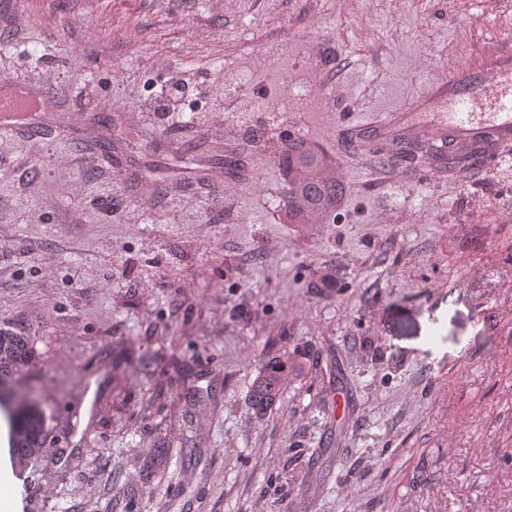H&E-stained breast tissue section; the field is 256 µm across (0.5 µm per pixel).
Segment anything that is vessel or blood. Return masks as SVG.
I'll list each match as a JSON object with an SVG mask.
<instances>
[{
  "instance_id": "b4317fda",
  "label": "vessel or blood",
  "mask_w": 512,
  "mask_h": 512,
  "mask_svg": "<svg viewBox=\"0 0 512 512\" xmlns=\"http://www.w3.org/2000/svg\"><path fill=\"white\" fill-rule=\"evenodd\" d=\"M490 68L467 67L436 77L409 106L382 113L373 121L354 124L356 134L377 141H411L430 134L443 151L457 152L473 148L497 152L512 146V52L494 50ZM13 95L0 98V113L19 115L28 130H43L56 116L60 104L42 92L29 96L32 82L13 78ZM224 178L223 173L198 165L190 172L189 182L210 191Z\"/></svg>"
}]
</instances>
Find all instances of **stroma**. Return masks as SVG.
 <instances>
[{"mask_svg": "<svg viewBox=\"0 0 512 512\" xmlns=\"http://www.w3.org/2000/svg\"><path fill=\"white\" fill-rule=\"evenodd\" d=\"M508 44L512 0H0V81L93 116L0 132V325L48 429L19 512H512V161L422 176L338 135ZM288 121L333 223L286 220ZM220 130L244 172L201 194ZM189 174L190 178L187 180L188 184L197 186L205 192H209L224 178L223 172H212L204 164L198 165V167L192 169ZM302 365L297 360L273 357L262 366L254 379L248 404L256 417H264L270 413L281 396L282 383L288 371L300 372Z\"/></svg>", "mask_w": 512, "mask_h": 512, "instance_id": "1", "label": "stroma"}]
</instances>
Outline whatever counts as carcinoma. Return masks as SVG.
I'll use <instances>...</instances> for the list:
<instances>
[{
  "label": "carcinoma",
  "instance_id": "carcinoma-1",
  "mask_svg": "<svg viewBox=\"0 0 512 512\" xmlns=\"http://www.w3.org/2000/svg\"><path fill=\"white\" fill-rule=\"evenodd\" d=\"M280 161L287 176L283 207L289 223H327L345 192L334 161L302 135L284 139ZM32 357L31 338L25 326L0 327V410L11 429L13 461L20 467L35 461L47 438L39 399L32 394L20 395L11 388L14 374L29 364ZM301 369V363L294 359L273 357L265 362L249 391L252 413L257 417L270 413L280 399L288 372Z\"/></svg>",
  "mask_w": 512,
  "mask_h": 512
}]
</instances>
